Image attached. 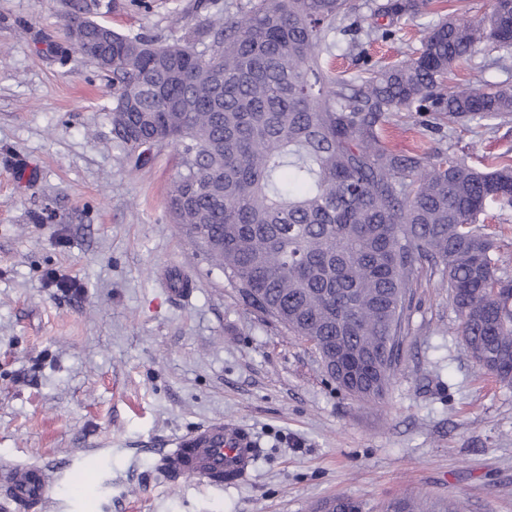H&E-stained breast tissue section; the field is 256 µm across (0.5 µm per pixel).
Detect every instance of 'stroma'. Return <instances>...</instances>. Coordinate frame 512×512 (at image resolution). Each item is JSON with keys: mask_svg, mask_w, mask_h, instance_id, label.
Returning a JSON list of instances; mask_svg holds the SVG:
<instances>
[{"mask_svg": "<svg viewBox=\"0 0 512 512\" xmlns=\"http://www.w3.org/2000/svg\"><path fill=\"white\" fill-rule=\"evenodd\" d=\"M109 0L114 31L168 41L244 0ZM490 0H433L387 40L336 32L334 62L358 83ZM477 45L449 86H512ZM112 76L71 50L63 0H0V463L50 476L18 512H314L347 496L362 512L405 499L457 512H512V388L472 359L439 275L420 269L386 400L338 389L318 354L248 306L170 218L175 152L130 170L112 138ZM391 116L398 152L512 159V118L482 127ZM52 210L54 221L35 223ZM512 278V208L481 225ZM192 280L185 298L173 274ZM251 433L257 459L235 482L170 473L162 452L214 420Z\"/></svg>", "mask_w": 512, "mask_h": 512, "instance_id": "35a3bbf8", "label": "stroma"}]
</instances>
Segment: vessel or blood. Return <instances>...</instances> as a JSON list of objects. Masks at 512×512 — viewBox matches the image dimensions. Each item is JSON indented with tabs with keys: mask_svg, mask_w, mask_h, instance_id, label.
Segmentation results:
<instances>
[{
	"mask_svg": "<svg viewBox=\"0 0 512 512\" xmlns=\"http://www.w3.org/2000/svg\"><path fill=\"white\" fill-rule=\"evenodd\" d=\"M254 439L239 427L218 420L177 438L165 455L168 471L183 477L200 478L212 485L224 482L225 471L246 475L255 460ZM0 481L8 488L0 512L24 503L43 500L48 492V480L38 467L0 468Z\"/></svg>",
	"mask_w": 512,
	"mask_h": 512,
	"instance_id": "b4317fda",
	"label": "vessel or blood"
}]
</instances>
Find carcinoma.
Here are the masks:
<instances>
[{"mask_svg":"<svg viewBox=\"0 0 512 512\" xmlns=\"http://www.w3.org/2000/svg\"><path fill=\"white\" fill-rule=\"evenodd\" d=\"M68 20L97 36L99 0H71ZM426 0H383L366 33L387 39ZM350 0H247L236 14L159 44L112 33V133L134 168L178 155L173 223L266 317L351 372L336 386L384 401L401 358L407 296L422 262L448 282L474 360L512 388V280L476 224L512 208V160L481 169L447 152H394L378 130L397 112L420 127L512 115V88H449L448 72L485 43L512 53V0L477 21L448 16L416 54L374 65L358 86L325 57ZM387 23H382V20ZM361 512L349 497L326 501Z\"/></svg>","mask_w":512,"mask_h":512,"instance_id":"carcinoma-1","label":"carcinoma"}]
</instances>
